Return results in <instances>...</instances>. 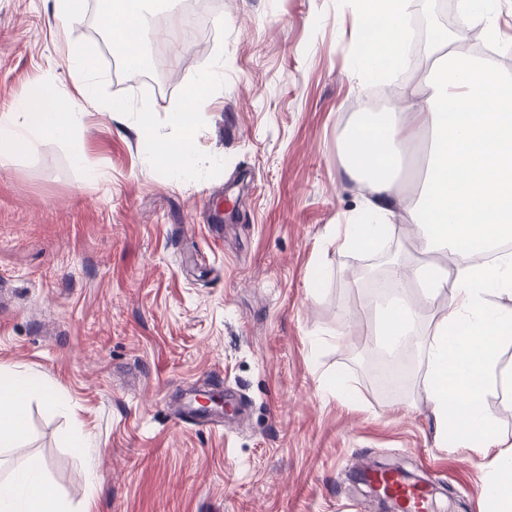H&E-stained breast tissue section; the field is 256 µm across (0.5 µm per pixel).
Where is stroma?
<instances>
[{
    "mask_svg": "<svg viewBox=\"0 0 512 512\" xmlns=\"http://www.w3.org/2000/svg\"><path fill=\"white\" fill-rule=\"evenodd\" d=\"M205 14L227 35L160 30L170 77L154 87L127 77L98 15L63 27L53 0H0V111L47 79L71 88L69 49L86 41L108 94L148 96L164 118L221 49L196 144L226 161L210 179L163 176L133 119L88 102L77 139L96 181L54 141L0 165V372L46 384L0 456L38 460L71 512H375L348 480L373 460L427 476L435 512H486V462L437 437L421 349L405 348L392 392L365 362L380 349L359 273L422 248L402 223L371 251L336 246L370 196L338 150L367 89L351 0H207ZM217 207L233 218L213 223ZM197 391L236 399L224 427L178 422Z\"/></svg>",
    "mask_w": 512,
    "mask_h": 512,
    "instance_id": "1",
    "label": "stroma"
}]
</instances>
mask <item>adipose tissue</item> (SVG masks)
<instances>
[{
  "label": "adipose tissue",
  "instance_id": "obj_1",
  "mask_svg": "<svg viewBox=\"0 0 512 512\" xmlns=\"http://www.w3.org/2000/svg\"><path fill=\"white\" fill-rule=\"evenodd\" d=\"M413 0H355L363 21L377 22L380 37L362 44L364 76H378L386 62H397L405 37V18ZM167 0H112L100 24L112 50L125 65L142 70L149 38L146 18L168 12ZM437 57L413 85L401 88L402 112L361 114L347 130L340 152L349 179L368 185L362 206L369 221L342 224L340 249L369 250L394 231L402 217L423 252L443 254L449 266L435 262L394 264V295L381 307V335L415 336L419 324L409 288L427 301L449 293L450 311L436 321L424 341V391L442 439L469 448L486 459L482 493L489 512H512V443L501 440L485 411L483 396L494 383L511 388L512 375L498 372V351L512 334V312L489 308L490 295L512 296V253L489 262L471 258L472 247L495 250L512 239V79L455 47L452 37L435 38ZM429 135L424 186L414 204L398 206L396 187L405 155ZM37 376L0 373V447L10 448L26 432V398ZM0 512H67L42 476L41 465L17 459L0 481Z\"/></svg>",
  "mask_w": 512,
  "mask_h": 512
}]
</instances>
